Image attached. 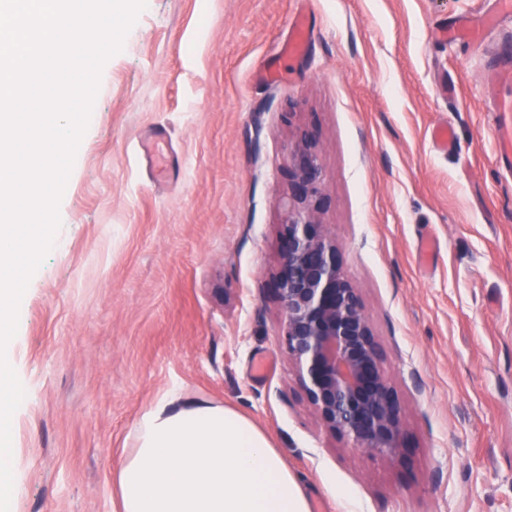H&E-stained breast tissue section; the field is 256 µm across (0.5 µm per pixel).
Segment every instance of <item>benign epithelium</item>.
I'll return each instance as SVG.
<instances>
[{"mask_svg": "<svg viewBox=\"0 0 512 512\" xmlns=\"http://www.w3.org/2000/svg\"><path fill=\"white\" fill-rule=\"evenodd\" d=\"M324 174L316 135L297 130L288 147L276 298L285 351L322 425L351 449L403 459L405 412L358 288L343 271L322 215Z\"/></svg>", "mask_w": 512, "mask_h": 512, "instance_id": "1", "label": "benign epithelium"}]
</instances>
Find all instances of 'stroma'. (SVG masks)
<instances>
[{"instance_id":"stroma-1","label":"stroma","mask_w":512,"mask_h":512,"mask_svg":"<svg viewBox=\"0 0 512 512\" xmlns=\"http://www.w3.org/2000/svg\"><path fill=\"white\" fill-rule=\"evenodd\" d=\"M492 2L148 0L19 306L10 512H116L136 424L170 390L268 434L313 512H512V159L488 104L512 91V26L477 49L434 38ZM306 6L315 38L287 55ZM304 125L405 409L401 463L326 431L282 346L280 199Z\"/></svg>"}]
</instances>
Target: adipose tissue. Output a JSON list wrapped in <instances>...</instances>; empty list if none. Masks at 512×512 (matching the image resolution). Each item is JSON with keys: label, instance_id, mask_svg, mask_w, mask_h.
Returning a JSON list of instances; mask_svg holds the SVG:
<instances>
[{"label": "adipose tissue", "instance_id": "obj_1", "mask_svg": "<svg viewBox=\"0 0 512 512\" xmlns=\"http://www.w3.org/2000/svg\"><path fill=\"white\" fill-rule=\"evenodd\" d=\"M120 512H312L300 477L239 411L167 392L115 474Z\"/></svg>", "mask_w": 512, "mask_h": 512}]
</instances>
